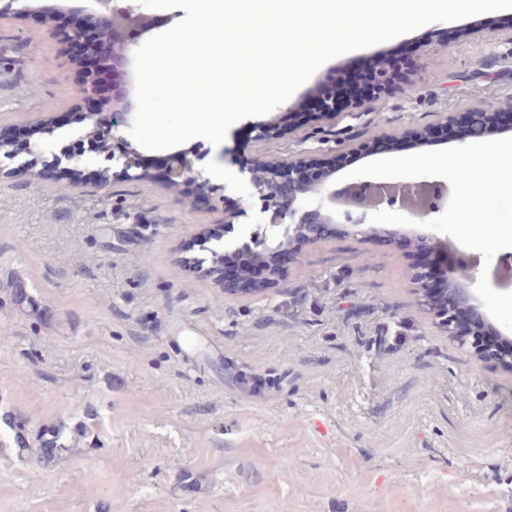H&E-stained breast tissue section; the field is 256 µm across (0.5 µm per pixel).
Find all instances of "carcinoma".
<instances>
[{
	"label": "carcinoma",
	"instance_id": "cac0c4a2",
	"mask_svg": "<svg viewBox=\"0 0 512 512\" xmlns=\"http://www.w3.org/2000/svg\"><path fill=\"white\" fill-rule=\"evenodd\" d=\"M7 300L13 308L27 309L38 317L49 314L48 308L39 303L26 287L24 280L18 276L13 277L9 284ZM3 420L14 433L20 458L32 466L35 474L71 451L69 442H76L87 433V427L83 423L71 427L66 421L60 420L37 433L31 442L27 433L28 420L23 414L9 410L4 413Z\"/></svg>",
	"mask_w": 512,
	"mask_h": 512
}]
</instances>
